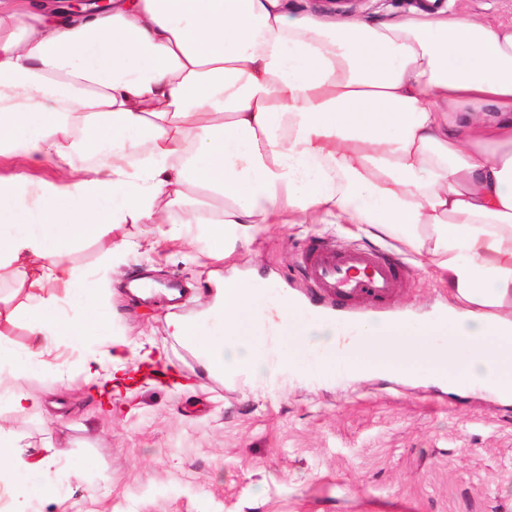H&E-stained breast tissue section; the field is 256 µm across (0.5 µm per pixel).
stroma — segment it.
<instances>
[{
  "label": "stroma",
  "instance_id": "stroma-1",
  "mask_svg": "<svg viewBox=\"0 0 512 512\" xmlns=\"http://www.w3.org/2000/svg\"><path fill=\"white\" fill-rule=\"evenodd\" d=\"M440 3L487 25L512 24V0ZM154 236L153 225L118 224L67 260L90 271L114 240ZM314 238L400 264L399 295L383 309L361 303V321L385 311L419 320L452 302L447 283L420 256L393 240L372 241L356 224H271L219 263L186 241L127 259L111 276L112 326L126 340L164 348L169 378L136 372L118 393L90 392L84 348L61 338L51 365L24 384L46 413L20 416L0 406V428L19 446L70 449L54 474L61 498L21 503L0 486V512H512V403L449 391L444 376L321 374L305 353L298 368L267 381L198 378L168 317L198 314L215 280L234 273L268 301L305 300L297 263ZM147 269L157 281L184 285L178 305L161 294L143 301L128 293L126 281ZM62 360L61 378L54 365Z\"/></svg>",
  "mask_w": 512,
  "mask_h": 512
}]
</instances>
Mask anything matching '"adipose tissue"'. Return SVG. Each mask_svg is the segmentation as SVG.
<instances>
[{"mask_svg": "<svg viewBox=\"0 0 512 512\" xmlns=\"http://www.w3.org/2000/svg\"><path fill=\"white\" fill-rule=\"evenodd\" d=\"M489 105V123L452 116ZM18 153L54 177L0 176V281L31 337L15 349L4 329L18 312L1 306L0 400L15 414L41 408L23 383L61 336L94 343L91 388L129 359L162 360L154 343L112 339V307L89 286L137 242L114 241L92 274L66 256L112 224L168 223L164 198L209 260L268 224H359L424 256L454 298L436 320L352 332L280 300L276 317L296 323L285 352L264 295L227 278L206 310L220 333L168 320L202 375L261 381L296 347L354 379L452 364L454 387L512 401V26L443 9L338 24L288 0H112L70 17L0 0V158ZM61 454L0 432V478L58 497Z\"/></svg>", "mask_w": 512, "mask_h": 512, "instance_id": "ef3b65f1", "label": "adipose tissue"}]
</instances>
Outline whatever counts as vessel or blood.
Masks as SVG:
<instances>
[{"label":"vessel or blood","instance_id":"obj_1","mask_svg":"<svg viewBox=\"0 0 512 512\" xmlns=\"http://www.w3.org/2000/svg\"><path fill=\"white\" fill-rule=\"evenodd\" d=\"M302 275L310 295L324 302L328 318L356 325L353 311L364 299L383 304L396 296L402 282L384 255L329 241H316L300 254Z\"/></svg>","mask_w":512,"mask_h":512}]
</instances>
